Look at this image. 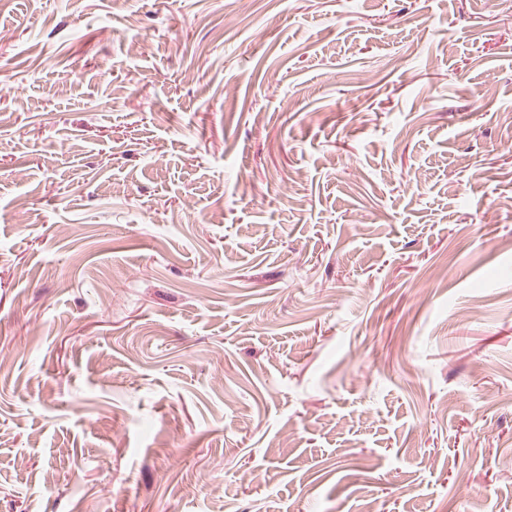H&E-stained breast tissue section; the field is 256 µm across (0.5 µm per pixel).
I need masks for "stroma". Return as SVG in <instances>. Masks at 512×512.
I'll use <instances>...</instances> for the list:
<instances>
[{"label": "stroma", "instance_id": "obj_1", "mask_svg": "<svg viewBox=\"0 0 512 512\" xmlns=\"http://www.w3.org/2000/svg\"><path fill=\"white\" fill-rule=\"evenodd\" d=\"M512 512V0H0V512Z\"/></svg>", "mask_w": 512, "mask_h": 512}]
</instances>
